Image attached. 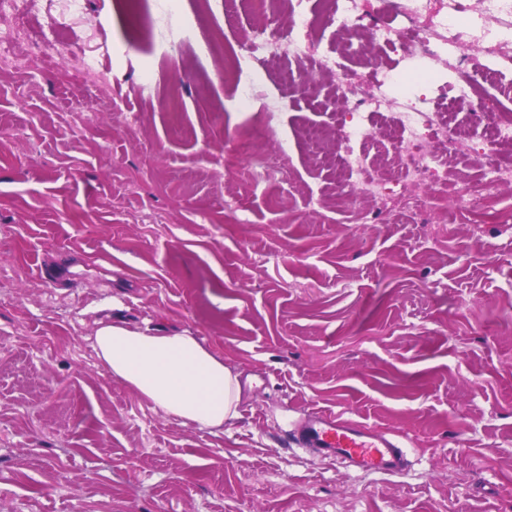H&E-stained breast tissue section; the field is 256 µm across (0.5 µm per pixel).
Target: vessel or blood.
Returning <instances> with one entry per match:
<instances>
[{
  "label": "vessel or blood",
  "instance_id": "obj_1",
  "mask_svg": "<svg viewBox=\"0 0 512 512\" xmlns=\"http://www.w3.org/2000/svg\"><path fill=\"white\" fill-rule=\"evenodd\" d=\"M284 435L290 447L311 451L359 474L400 475L410 468L407 451L396 435L339 413L310 412Z\"/></svg>",
  "mask_w": 512,
  "mask_h": 512
}]
</instances>
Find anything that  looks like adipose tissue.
Instances as JSON below:
<instances>
[{"label": "adipose tissue", "mask_w": 512, "mask_h": 512, "mask_svg": "<svg viewBox=\"0 0 512 512\" xmlns=\"http://www.w3.org/2000/svg\"><path fill=\"white\" fill-rule=\"evenodd\" d=\"M94 349L112 377L175 419L218 429L239 415L238 373L188 333L106 322Z\"/></svg>", "instance_id": "1"}]
</instances>
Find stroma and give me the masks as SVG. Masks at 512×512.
<instances>
[{"instance_id":"stroma-1","label":"stroma","mask_w":512,"mask_h":512,"mask_svg":"<svg viewBox=\"0 0 512 512\" xmlns=\"http://www.w3.org/2000/svg\"><path fill=\"white\" fill-rule=\"evenodd\" d=\"M153 3L30 0L0 62V512H512V183L492 223L453 196L363 222L370 201L315 158L344 100L266 66L242 107L224 53L178 41L196 0ZM208 3L197 38L266 24ZM147 15L159 46L128 45ZM112 320L223 355L238 418L184 425L112 378L93 346ZM315 410L394 432L410 470L284 447ZM282 106H283V103L277 102V103H274L273 105H270V107H268L265 110V112H267V113L262 117V126L254 127L252 129L250 135L238 143L237 151L240 155H246L250 152L252 145H253V141L264 134L266 128L269 126L270 122L274 119L275 112L279 111Z\"/></svg>"}]
</instances>
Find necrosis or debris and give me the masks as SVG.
Returning <instances> with one entry per match:
<instances>
[{
    "instance_id": "1",
    "label": "necrosis or debris",
    "mask_w": 512,
    "mask_h": 512,
    "mask_svg": "<svg viewBox=\"0 0 512 512\" xmlns=\"http://www.w3.org/2000/svg\"><path fill=\"white\" fill-rule=\"evenodd\" d=\"M431 0H380L373 10H365L362 0H324L325 27L343 33V49L326 46L314 62H307L302 42L311 27L306 10L289 9L288 23L226 37L236 65L260 57L279 58L287 54L292 65L284 69V84H313L314 72H332L339 79L344 100L351 108L336 131L342 151L339 174L358 186L372 204L371 220L395 212L424 213L429 201L454 193L448 171L439 159L442 146L470 145L468 131L456 123L454 107L465 105L478 95L480 82L491 79L496 71L480 64L486 44L501 45V59L512 65V0H445L440 19H433ZM368 41L385 56L384 62H372L368 73L349 67L348 58L361 55V41ZM469 47L470 55L460 58L456 78L449 83V95L434 108L422 100L402 102L387 95L388 88L411 81V73L402 68L404 60L426 56L437 58L448 50ZM392 111V125L376 126L375 117ZM481 126L482 145L486 146L485 176L461 195L463 207H475L490 199L496 186L512 179V161L502 158L497 144L512 142V112L495 110L475 113ZM375 139L385 141L390 165L396 170L393 181L379 178L376 169L359 151V144ZM424 196H416V188Z\"/></svg>"
}]
</instances>
